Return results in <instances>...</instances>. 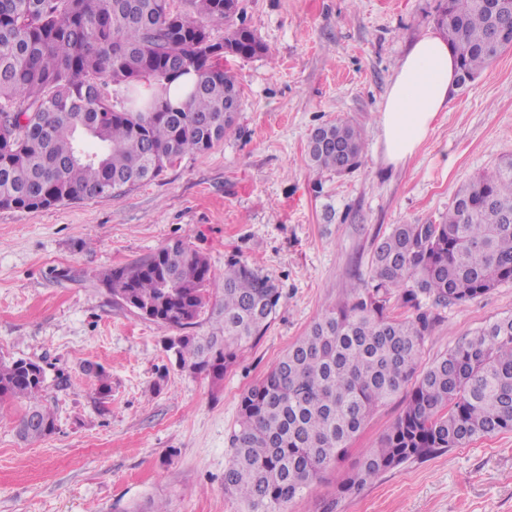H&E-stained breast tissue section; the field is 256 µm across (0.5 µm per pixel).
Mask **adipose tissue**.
Masks as SVG:
<instances>
[{
  "label": "adipose tissue",
  "mask_w": 512,
  "mask_h": 512,
  "mask_svg": "<svg viewBox=\"0 0 512 512\" xmlns=\"http://www.w3.org/2000/svg\"><path fill=\"white\" fill-rule=\"evenodd\" d=\"M455 81V59L446 40L428 34L410 45L380 112L387 164L403 165L414 154L438 114L447 110Z\"/></svg>",
  "instance_id": "obj_1"
}]
</instances>
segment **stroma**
I'll return each mask as SVG.
<instances>
[{"label": "stroma", "mask_w": 512, "mask_h": 512, "mask_svg": "<svg viewBox=\"0 0 512 512\" xmlns=\"http://www.w3.org/2000/svg\"><path fill=\"white\" fill-rule=\"evenodd\" d=\"M438 0H239L272 53L228 58L242 105L235 129L156 179L117 196L50 209H0V356L39 362L54 432L18 440L23 402H0V512H245L224 491L228 438L242 393L260 381L315 317L369 279L394 224H436L459 187L512 156V47L458 88L427 139L399 167L378 126L410 44L437 33ZM346 118L362 131L360 166L310 167L315 128ZM176 238L223 273L230 255L276 279L268 331L222 379L181 368L167 331L101 283ZM418 369L492 318L512 314V282L463 305L435 306ZM112 387L95 393L89 366ZM405 406L376 408L348 453L288 512H512V431L388 470L341 494Z\"/></svg>", "instance_id": "1"}]
</instances>
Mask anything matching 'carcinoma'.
<instances>
[{
    "label": "carcinoma",
    "instance_id": "carcinoma-1",
    "mask_svg": "<svg viewBox=\"0 0 512 512\" xmlns=\"http://www.w3.org/2000/svg\"><path fill=\"white\" fill-rule=\"evenodd\" d=\"M0 0V209L38 210L122 192L151 180L189 152L212 149L233 131L239 83L212 49L266 55L267 44L237 23L238 0ZM436 24L458 62L457 86L474 81L504 50L488 0H441ZM224 28L216 40L212 30ZM188 99L165 98L183 75ZM154 90L144 98L140 88ZM364 139L338 118L309 138L310 166L336 174L359 164ZM215 278L183 239L107 271L102 284L140 317L177 335L166 350L179 365L221 379L264 335L283 297L271 277L233 256L214 331L190 336ZM512 281V157L462 186L437 224H395L378 241L369 280L320 314L264 378L240 399L224 491L248 512H287L339 460L373 411L406 393L403 413L366 452L341 492L382 472L478 437L512 431V316L497 318L417 372L434 306L475 300ZM408 307L406 318L389 313ZM45 370L0 358V399L26 403L16 433L50 435Z\"/></svg>",
    "mask_w": 512,
    "mask_h": 512
}]
</instances>
